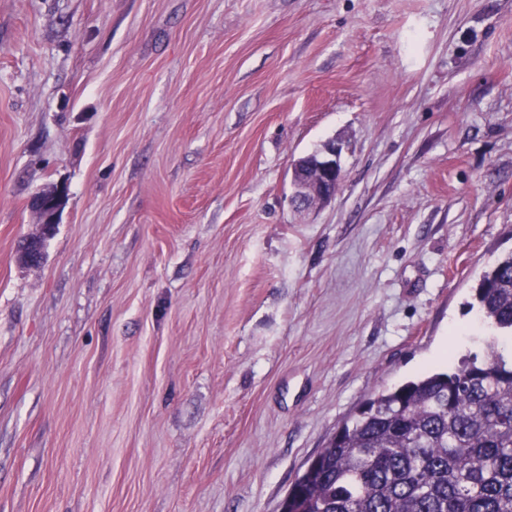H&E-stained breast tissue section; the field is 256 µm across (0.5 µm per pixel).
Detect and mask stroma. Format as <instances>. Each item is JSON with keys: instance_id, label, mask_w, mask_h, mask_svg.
Returning <instances> with one entry per match:
<instances>
[{"instance_id": "35a3bbf8", "label": "stroma", "mask_w": 512, "mask_h": 512, "mask_svg": "<svg viewBox=\"0 0 512 512\" xmlns=\"http://www.w3.org/2000/svg\"><path fill=\"white\" fill-rule=\"evenodd\" d=\"M511 253L512 0H0V512H279ZM340 154L341 147L330 142L311 164H308L306 158H300L294 163L293 199L298 208L308 207L316 200H326L336 194L343 179ZM66 198L67 190L63 184H56L32 198V208L42 217V232L39 236L27 238L24 242L26 247L22 251L29 265L35 266L43 261L45 242L53 234Z\"/></svg>"}]
</instances>
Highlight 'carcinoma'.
I'll return each instance as SVG.
<instances>
[{"instance_id": "cac0c4a2", "label": "carcinoma", "mask_w": 512, "mask_h": 512, "mask_svg": "<svg viewBox=\"0 0 512 512\" xmlns=\"http://www.w3.org/2000/svg\"><path fill=\"white\" fill-rule=\"evenodd\" d=\"M475 298L512 340V254L482 274ZM281 512H512V356L493 344L366 399Z\"/></svg>"}]
</instances>
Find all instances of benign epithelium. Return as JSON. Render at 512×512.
Masks as SVG:
<instances>
[{"instance_id": "1", "label": "benign epithelium", "mask_w": 512, "mask_h": 512, "mask_svg": "<svg viewBox=\"0 0 512 512\" xmlns=\"http://www.w3.org/2000/svg\"><path fill=\"white\" fill-rule=\"evenodd\" d=\"M340 154L341 147L329 142L314 162L309 163L307 159L300 158L294 163L293 199L297 207H307L316 200H326L336 194L343 179ZM66 198L67 190L62 184L44 190L32 198V208L42 217V232L25 240L23 253L28 264L35 266L43 261L45 242L53 234Z\"/></svg>"}]
</instances>
